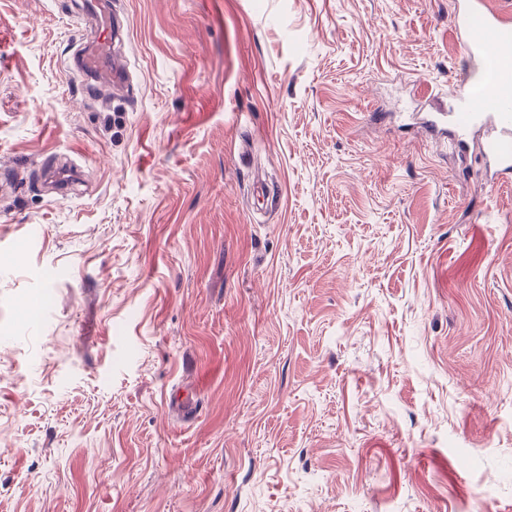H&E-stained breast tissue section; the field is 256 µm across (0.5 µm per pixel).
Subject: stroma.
Returning <instances> with one entry per match:
<instances>
[{
	"mask_svg": "<svg viewBox=\"0 0 512 512\" xmlns=\"http://www.w3.org/2000/svg\"><path fill=\"white\" fill-rule=\"evenodd\" d=\"M114 7L88 92L0 0V512H512V185L405 119L453 0ZM94 9L95 35L91 44L75 58L85 85L94 90L100 84L115 86L126 81V74L115 54L116 43L127 35V22L109 2L100 1Z\"/></svg>",
	"mask_w": 512,
	"mask_h": 512,
	"instance_id": "obj_1",
	"label": "stroma"
}]
</instances>
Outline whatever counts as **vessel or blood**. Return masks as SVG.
<instances>
[{
  "label": "vessel or blood",
  "instance_id": "b4317fda",
  "mask_svg": "<svg viewBox=\"0 0 512 512\" xmlns=\"http://www.w3.org/2000/svg\"><path fill=\"white\" fill-rule=\"evenodd\" d=\"M93 15L95 35L76 57V67L87 86L124 83L115 47L127 34V22L108 0H100ZM455 28L464 50L487 64L495 85L485 93L458 88L453 111L437 113L433 122L450 123L461 135L474 126H487L478 151L487 178L498 183L512 176V16L489 7L486 0H458Z\"/></svg>",
  "mask_w": 512,
  "mask_h": 512
}]
</instances>
